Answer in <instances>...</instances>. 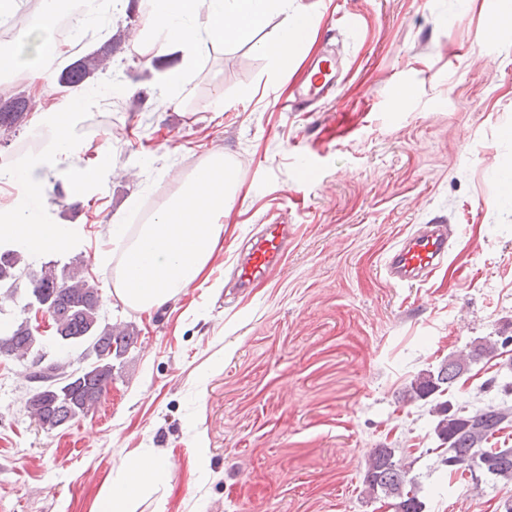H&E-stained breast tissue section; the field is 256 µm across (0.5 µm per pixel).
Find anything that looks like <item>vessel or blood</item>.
I'll return each mask as SVG.
<instances>
[{
  "label": "vessel or blood",
  "instance_id": "vessel-or-blood-1",
  "mask_svg": "<svg viewBox=\"0 0 512 512\" xmlns=\"http://www.w3.org/2000/svg\"><path fill=\"white\" fill-rule=\"evenodd\" d=\"M341 78L335 60L319 57L304 71L288 107L304 112L330 95ZM447 225L425 224L401 240L388 255L384 270L387 278L400 286H414L429 279L448 259ZM288 227L284 224L265 225L262 232L250 240V247L236 263L234 274L239 286H247L259 278H268L281 270L287 246Z\"/></svg>",
  "mask_w": 512,
  "mask_h": 512
}]
</instances>
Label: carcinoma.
Masks as SVG:
<instances>
[{"label":"carcinoma","mask_w":512,"mask_h":512,"mask_svg":"<svg viewBox=\"0 0 512 512\" xmlns=\"http://www.w3.org/2000/svg\"><path fill=\"white\" fill-rule=\"evenodd\" d=\"M107 56L93 53L66 66L58 82L69 87L79 86L86 77L106 68ZM26 101L16 99L0 105V136L16 131L26 118ZM33 264L24 254L0 247V312L15 302L20 288L30 293L32 302L52 321L60 347L80 345L84 356L93 358L80 371H70L63 359L42 364L39 353L41 341L37 329L28 321L7 323L0 328V356L33 357L38 370L29 376L38 386L29 392L25 407L29 416L46 430L62 427L88 415L112 383V358L122 356L134 340V334L119 329L102 317V303L95 285L84 275L83 264L72 263L61 271L43 265L40 278L30 280ZM497 342L490 339L471 345L470 349L441 363L435 371L419 374L406 391L407 400L424 399L450 390L469 364L492 355ZM438 416L437 437L445 444L446 456L441 463L448 471L469 469L475 457L486 459L491 468L488 474L512 484V448H487L485 444L502 429L512 413L507 408L488 405L474 412L459 407L452 412L448 402L434 406ZM406 466L395 459V449L379 447L372 450L364 475V492L371 499L380 496L395 500L396 512H424L425 504L415 490L414 480L408 477Z\"/></svg>","instance_id":"cac0c4a2"}]
</instances>
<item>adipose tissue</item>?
Here are the masks:
<instances>
[{
  "label": "adipose tissue",
  "instance_id": "1",
  "mask_svg": "<svg viewBox=\"0 0 512 512\" xmlns=\"http://www.w3.org/2000/svg\"><path fill=\"white\" fill-rule=\"evenodd\" d=\"M148 49L161 56L181 51L186 65L209 50L248 40L271 12L283 16L278 37L259 44L278 60L293 54L300 35L313 27L307 10L288 0H146ZM234 172L223 155L209 157L182 179L178 191L146 223L112 220L113 293L124 305L149 311L168 304L203 276L224 243V215L235 203ZM69 227L35 221L24 204L0 208V240L37 254L68 247ZM169 461L161 455L124 460L97 496L94 512H136L141 501L165 489Z\"/></svg>",
  "mask_w": 512,
  "mask_h": 512
}]
</instances>
